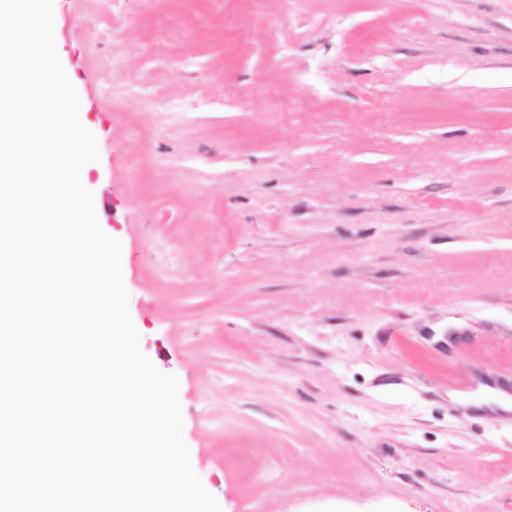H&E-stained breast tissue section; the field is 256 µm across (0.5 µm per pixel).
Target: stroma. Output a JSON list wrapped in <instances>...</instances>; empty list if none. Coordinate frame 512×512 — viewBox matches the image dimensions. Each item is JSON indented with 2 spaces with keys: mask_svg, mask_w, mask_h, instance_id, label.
<instances>
[{
  "mask_svg": "<svg viewBox=\"0 0 512 512\" xmlns=\"http://www.w3.org/2000/svg\"><path fill=\"white\" fill-rule=\"evenodd\" d=\"M54 19L140 349L222 512H512V413L471 402L512 391V0Z\"/></svg>",
  "mask_w": 512,
  "mask_h": 512,
  "instance_id": "1",
  "label": "stroma"
}]
</instances>
